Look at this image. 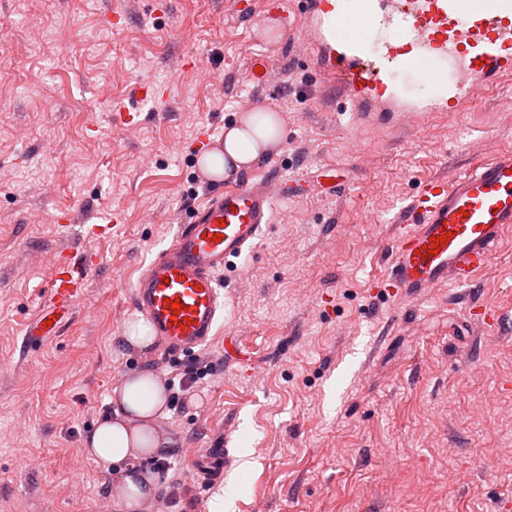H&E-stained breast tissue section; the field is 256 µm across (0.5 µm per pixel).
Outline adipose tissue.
<instances>
[{"label":"adipose tissue","instance_id":"1","mask_svg":"<svg viewBox=\"0 0 512 512\" xmlns=\"http://www.w3.org/2000/svg\"><path fill=\"white\" fill-rule=\"evenodd\" d=\"M284 121L272 111L242 114L224 130L222 151L204 157L209 172L232 178L261 160L280 143ZM168 394L152 373L143 372L125 379L112 392V412L100 421L85 440V448L99 465L118 477L114 494L124 512H143L154 489L143 475L126 471L125 465L143 456L163 453L166 442L155 422L166 415Z\"/></svg>","mask_w":512,"mask_h":512}]
</instances>
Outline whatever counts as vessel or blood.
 I'll return each mask as SVG.
<instances>
[{"label":"vessel or blood","instance_id":"obj_1","mask_svg":"<svg viewBox=\"0 0 512 512\" xmlns=\"http://www.w3.org/2000/svg\"><path fill=\"white\" fill-rule=\"evenodd\" d=\"M293 2L320 24L305 55L347 103L393 100L385 80L393 66L403 77L416 73L435 85L433 108L451 112L467 108L480 86L512 76V0H351L343 11L336 0ZM382 28L390 29L391 39L381 54L353 55L339 68L331 64L340 42H360ZM299 185L296 179L246 173L235 184L212 189L188 221L177 225L138 275L133 292V306L153 328L162 357L195 353L214 336L224 311L219 272L253 248L276 202L292 197ZM511 228L512 151H495L452 179L419 186L393 236L381 286L390 295L418 299L447 284L471 285ZM443 230L451 240L438 244V254H428ZM83 289L82 270L54 258L51 309L28 327L27 337L57 334ZM176 299L182 307L175 311L170 303ZM197 455L203 480L223 475V448H201Z\"/></svg>","mask_w":512,"mask_h":512}]
</instances>
